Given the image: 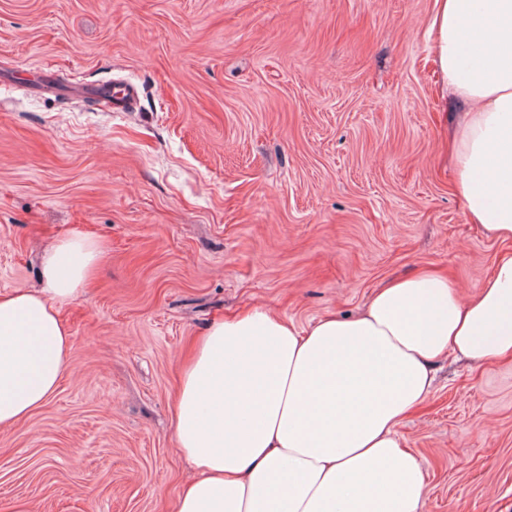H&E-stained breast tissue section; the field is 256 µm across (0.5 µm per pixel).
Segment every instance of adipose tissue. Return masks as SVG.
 Segmentation results:
<instances>
[{
	"instance_id": "adipose-tissue-1",
	"label": "adipose tissue",
	"mask_w": 512,
	"mask_h": 512,
	"mask_svg": "<svg viewBox=\"0 0 512 512\" xmlns=\"http://www.w3.org/2000/svg\"><path fill=\"white\" fill-rule=\"evenodd\" d=\"M430 32L441 98L460 114L454 191L468 223L512 240V0H436ZM102 253L68 232L45 249L39 287L0 293V429L55 394L71 349L59 308ZM451 352L512 356V252L468 297L421 270L306 329L264 306L214 320L172 421L193 468L176 512H422L424 473L397 428Z\"/></svg>"
}]
</instances>
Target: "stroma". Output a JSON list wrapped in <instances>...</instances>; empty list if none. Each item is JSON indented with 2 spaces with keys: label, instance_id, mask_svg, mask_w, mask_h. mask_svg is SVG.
Listing matches in <instances>:
<instances>
[{
  "label": "stroma",
  "instance_id": "obj_1",
  "mask_svg": "<svg viewBox=\"0 0 512 512\" xmlns=\"http://www.w3.org/2000/svg\"><path fill=\"white\" fill-rule=\"evenodd\" d=\"M435 0H0V293L70 230L105 254L60 314L56 395L0 430V512H176L195 339L267 306L305 327L429 267L476 293L512 242L452 191ZM135 84L133 111L70 93ZM422 512H512V358L440 362L398 427Z\"/></svg>",
  "mask_w": 512,
  "mask_h": 512
}]
</instances>
